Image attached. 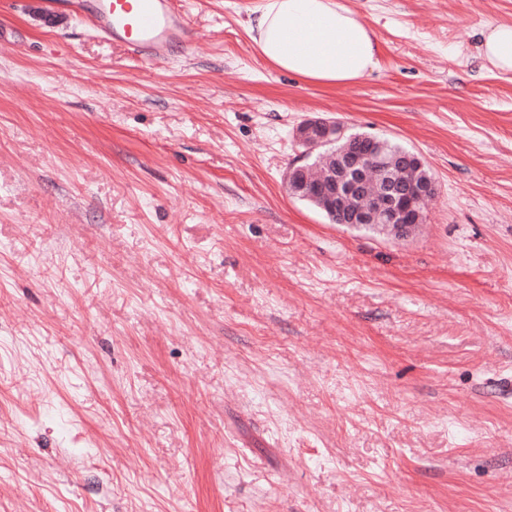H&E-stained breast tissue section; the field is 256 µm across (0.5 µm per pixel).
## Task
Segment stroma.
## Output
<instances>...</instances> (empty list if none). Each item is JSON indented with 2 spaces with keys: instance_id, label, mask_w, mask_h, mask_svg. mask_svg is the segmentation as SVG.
<instances>
[{
  "instance_id": "stroma-1",
  "label": "stroma",
  "mask_w": 512,
  "mask_h": 512,
  "mask_svg": "<svg viewBox=\"0 0 512 512\" xmlns=\"http://www.w3.org/2000/svg\"><path fill=\"white\" fill-rule=\"evenodd\" d=\"M262 0L148 61L0 0V512H512V0H342L378 62L273 70ZM416 152L397 240L291 195L308 118ZM482 36L484 58L499 71L512 72V23H489Z\"/></svg>"
}]
</instances>
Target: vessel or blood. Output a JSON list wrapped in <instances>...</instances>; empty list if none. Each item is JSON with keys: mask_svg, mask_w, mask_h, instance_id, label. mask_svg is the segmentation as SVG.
<instances>
[{"mask_svg": "<svg viewBox=\"0 0 512 512\" xmlns=\"http://www.w3.org/2000/svg\"><path fill=\"white\" fill-rule=\"evenodd\" d=\"M85 9L107 37L152 60L179 42L185 28L173 0H87Z\"/></svg>", "mask_w": 512, "mask_h": 512, "instance_id": "1", "label": "vessel or blood"}]
</instances>
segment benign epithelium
<instances>
[{
	"mask_svg": "<svg viewBox=\"0 0 512 512\" xmlns=\"http://www.w3.org/2000/svg\"><path fill=\"white\" fill-rule=\"evenodd\" d=\"M345 126L334 119H311L296 129V141L304 148V155L329 143L333 137L344 134ZM382 173L388 171L387 160L382 154V143L376 137L369 138L362 149L345 156L338 168L331 170L328 180L311 182L308 179V164H292L288 182L294 183L308 198H322L323 209L334 218L344 217L346 224H398L415 225L423 222L418 207L437 192L436 183L424 181L413 189H401L390 177H385V189L381 197L362 208L349 209L347 203L353 196L365 194V173L370 165Z\"/></svg>",
	"mask_w": 512,
	"mask_h": 512,
	"instance_id": "7a95c632",
	"label": "benign epithelium"
}]
</instances>
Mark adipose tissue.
I'll use <instances>...</instances> for the list:
<instances>
[{"label":"adipose tissue","instance_id":"obj_1","mask_svg":"<svg viewBox=\"0 0 512 512\" xmlns=\"http://www.w3.org/2000/svg\"><path fill=\"white\" fill-rule=\"evenodd\" d=\"M247 32L270 67L313 84L356 83L378 60L373 29L338 0H263ZM482 36L484 58L512 72V23H489Z\"/></svg>","mask_w":512,"mask_h":512}]
</instances>
